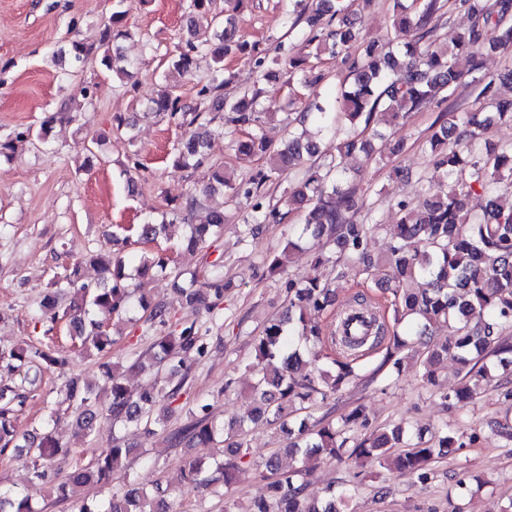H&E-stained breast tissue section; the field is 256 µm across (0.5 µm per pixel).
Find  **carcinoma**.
I'll return each mask as SVG.
<instances>
[{
  "label": "carcinoma",
  "instance_id": "carcinoma-1",
  "mask_svg": "<svg viewBox=\"0 0 512 512\" xmlns=\"http://www.w3.org/2000/svg\"><path fill=\"white\" fill-rule=\"evenodd\" d=\"M210 2L190 0L188 14L190 25H197L201 18L216 30L217 44L189 40L172 66L187 74L195 57L208 51L215 63L212 72L199 82L194 100L188 102L167 88L148 99L144 111L163 116L182 129L172 154L173 167L178 170L202 165L212 137L223 134L212 113L228 112L230 124L251 129L246 139L235 142L237 152L259 156L265 159V166L238 181L223 166H212L204 191L221 190L249 202L244 224L254 235L260 225L286 217L279 207L264 202L262 188L279 181L283 172L302 166L303 176L290 182L284 195L288 210L304 214V224L298 235L270 258L269 273L285 278L288 306L269 318L253 338V360L248 365L255 374L253 406L239 420L224 424L213 416L211 404L200 403L190 412L191 423L168 434L166 443L210 446L220 443L226 433H243L248 423L281 426L291 438L285 451L300 456L301 466L283 470L277 457H272L265 463L271 474L269 496L252 501L239 512H339L336 502H344L342 496L333 495L323 504L306 503L301 496L304 485L300 480L310 474L311 458L319 455L338 459L346 455L356 464L372 458L384 469L414 474L417 482L425 485L431 479L432 464L447 456L450 448L463 446L448 427L441 428L432 442H413L406 438L403 427L387 426L350 449L346 434L367 426L365 407H352L314 429L305 420L291 416L295 409H304V404L325 401L346 388L358 377L364 361L379 349L385 351L384 362H392L395 378L403 366L396 353L413 351L421 357L424 379L432 385L441 362L450 358L458 361L463 377L445 398L462 405L481 393L496 365H512V144L494 146L486 139L493 126L512 124V100H495L496 79H485L479 61L485 48L512 49V0H458L467 9L470 24L446 54L434 47L442 0L400 4L392 21L393 36L382 45L369 44L360 55L347 53L358 41L359 31L348 19L350 4L346 0H319L310 15L308 0H288L286 22L290 29L307 18L308 30L301 47L288 49L281 44L278 54L271 56L254 46V65L262 79L274 74L272 67L286 65L288 79L308 88L325 79V73L311 59L317 60L323 53L342 57L347 82L336 88L333 99L312 100L303 114L322 131L339 122L348 125L347 135L336 144V155L330 158L319 156V142L306 133L291 132L281 148H272L263 133L266 108L258 92L243 90L231 99L224 97L228 83L224 54L234 48L243 50L246 43L236 39L232 17L210 14ZM124 18L125 11L112 8L111 25L99 34L102 62L110 70L123 61L117 41L130 36L123 26ZM460 54L471 59L466 72L455 66L454 57ZM462 84L481 87L480 94L489 105L480 112L444 109L453 122L438 118L440 125L424 141L433 158L434 173L420 182L418 207L398 201L400 218L389 226L374 224L368 217L357 221L353 210L359 187L348 180L344 158L358 151L373 155V138L385 137L374 125H395L413 112L432 105L439 108ZM58 118L53 113L41 121L38 130L27 127L0 141V158H10L26 143H48ZM189 217L174 209L158 224L147 222L140 227L137 243L154 242L167 227L184 223ZM188 228L179 247L195 251L224 228V211L213 209L203 223ZM379 233L388 236V247L374 257L366 246L368 239ZM323 236L334 246L336 258L352 262L366 279L391 291L393 326L401 325L403 331L388 329L380 322L384 318L380 309L367 304L364 297L360 306L370 314L371 339L352 342L343 337L345 322L340 313L328 323L322 320L334 290L292 274L289 268L299 253L310 255L317 263L329 260V256L306 246L309 240ZM128 244L126 238H115L113 251L89 250L84 258L68 264L50 283L41 307L46 321L69 323L70 339L77 342L79 352L103 357L119 339L108 329L114 317L135 308L148 314L157 335L132 368L147 374L163 372L167 385L134 393L125 383L124 372L104 362L101 390L109 395L107 412L112 424L141 427L144 438L150 440L164 432L167 424V416L158 410L159 402L177 400L189 376V361L204 356L208 343L195 324H174L171 312L152 302L146 291L148 284L171 272L168 254L162 250L131 254ZM86 264L97 269L98 278L85 276ZM228 287L224 273L215 268L202 281L191 273L182 294L188 304H203L210 311L224 301ZM440 327L447 330L444 338L427 341L433 329ZM69 362L67 352L51 347L0 345V365L10 372H61ZM27 399L19 389L0 386V453L14 449L21 460L22 484L51 482L57 499L64 500L72 487L94 479L99 483L109 480L132 453L129 447L115 445L91 466H78L64 475L51 474L46 462L61 451L58 441L49 431L38 436L22 434L16 425L17 412ZM65 402L77 414L79 433L91 434L98 418L93 388L71 377L65 384ZM220 453L212 468L198 460L188 462L178 483L204 487L219 481L232 483L248 449L238 441ZM174 490L171 485L158 484L148 491L131 482L107 499L83 504L79 512H169L166 496ZM0 512L35 509L17 487L0 489Z\"/></svg>",
  "mask_w": 512,
  "mask_h": 512
}]
</instances>
